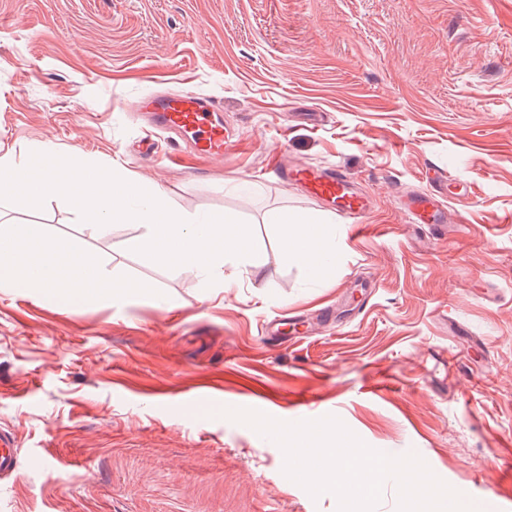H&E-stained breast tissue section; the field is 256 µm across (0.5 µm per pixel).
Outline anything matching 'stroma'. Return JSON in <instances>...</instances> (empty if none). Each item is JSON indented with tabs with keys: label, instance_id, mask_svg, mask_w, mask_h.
Wrapping results in <instances>:
<instances>
[{
	"label": "stroma",
	"instance_id": "stroma-1",
	"mask_svg": "<svg viewBox=\"0 0 512 512\" xmlns=\"http://www.w3.org/2000/svg\"><path fill=\"white\" fill-rule=\"evenodd\" d=\"M186 88L244 144L203 159L159 133L141 156L136 102ZM280 149L343 168L374 201L363 222L270 177ZM37 150L249 224L261 269L207 284L135 252L140 225L100 237L63 197L0 201V225L80 239L151 285L80 303L0 286V428L18 458L0 512H338L284 475L274 441L218 414L264 395L276 419L335 416L512 512V0H0V157ZM437 170L468 190L442 239L394 205L435 191ZM273 210L323 222L321 277L283 255ZM326 307L337 327L264 341L265 320ZM379 377L390 390L369 392ZM35 454L50 467L29 470Z\"/></svg>",
	"mask_w": 512,
	"mask_h": 512
}]
</instances>
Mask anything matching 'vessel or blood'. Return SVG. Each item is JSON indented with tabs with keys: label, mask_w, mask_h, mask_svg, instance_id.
<instances>
[{
	"label": "vessel or blood",
	"mask_w": 512,
	"mask_h": 512,
	"mask_svg": "<svg viewBox=\"0 0 512 512\" xmlns=\"http://www.w3.org/2000/svg\"><path fill=\"white\" fill-rule=\"evenodd\" d=\"M136 109L146 114L159 130L190 135L198 156H220L229 147L223 125L211 118L214 103L195 91L185 89L168 96L147 97L138 101ZM272 172L282 184L304 186L312 197L331 205L347 223H360L371 207L370 200L340 169H314L281 156L273 163ZM395 204L415 224H432L441 229L448 221L449 211L444 200L433 193L406 194L398 197ZM16 468L14 438L1 429L0 476L13 474Z\"/></svg>",
	"instance_id": "obj_1"
}]
</instances>
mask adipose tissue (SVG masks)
<instances>
[{
	"label": "adipose tissue",
	"mask_w": 512,
	"mask_h": 512,
	"mask_svg": "<svg viewBox=\"0 0 512 512\" xmlns=\"http://www.w3.org/2000/svg\"><path fill=\"white\" fill-rule=\"evenodd\" d=\"M266 220L284 225L281 248L287 257L322 275L330 254L321 225L295 228V216L280 210L267 213ZM0 284L22 292L49 290L71 300L114 296L131 286L129 280L106 276L98 256L80 241L51 236L40 224L0 227Z\"/></svg>",
	"instance_id": "1"
}]
</instances>
